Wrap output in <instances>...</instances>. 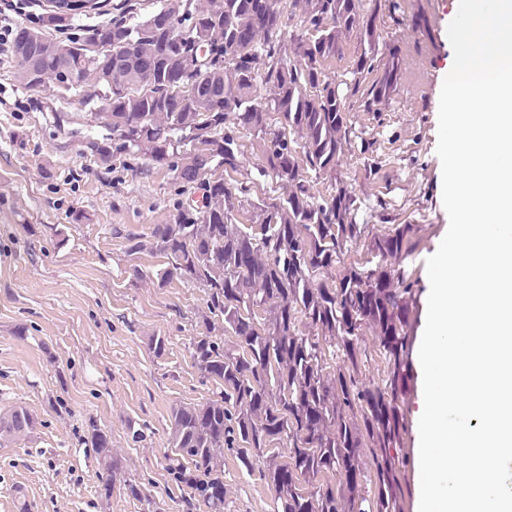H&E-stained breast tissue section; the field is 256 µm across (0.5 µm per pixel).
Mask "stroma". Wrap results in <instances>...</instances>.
I'll list each match as a JSON object with an SVG mask.
<instances>
[{"instance_id": "1", "label": "stroma", "mask_w": 512, "mask_h": 512, "mask_svg": "<svg viewBox=\"0 0 512 512\" xmlns=\"http://www.w3.org/2000/svg\"><path fill=\"white\" fill-rule=\"evenodd\" d=\"M375 15L376 69L397 55L401 69L381 107L362 93L346 96L348 134L336 165L360 202L356 223L364 237L348 246L341 263L364 262L369 239L399 224L414 227L413 253L400 263L415 292L412 349H419L430 283L426 261L445 236L442 169L436 154L441 86L454 56L447 27L459 0H360ZM362 48L349 37L341 56L324 64L327 81L354 76ZM10 48L0 49V413L26 408L37 420L17 443L0 442V512H182L167 484L171 411L216 398L190 355L209 335L207 294L199 284L159 274L163 254L145 246L157 224L171 223L177 207L200 199L166 164L141 153L102 158L108 131L90 115L101 90L88 84L77 95L54 82L29 89L18 78ZM237 168L229 173L247 192L236 214L239 228L260 223V207L282 184L266 172L265 147L242 132ZM315 202L331 182L307 171ZM164 337L154 354L151 337ZM402 400L406 430L401 444L402 512H418L420 365ZM122 449L127 477L141 484L147 502L100 490L91 428ZM141 433L134 441L133 433ZM264 464L243 466L224 453V512H275V491Z\"/></svg>"}]
</instances>
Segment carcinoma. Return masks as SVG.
Listing matches in <instances>:
<instances>
[{
  "label": "carcinoma",
  "instance_id": "cac0c4a2",
  "mask_svg": "<svg viewBox=\"0 0 512 512\" xmlns=\"http://www.w3.org/2000/svg\"><path fill=\"white\" fill-rule=\"evenodd\" d=\"M292 7L302 12L304 32L293 36L289 54L285 15L272 0H165L141 21L124 6L92 30L110 29L127 42L117 70L85 47L87 34L66 41L44 36L45 29L75 28L88 14L80 4L64 16L47 10L13 32L16 57L34 49L39 58L34 79L22 69L18 77L27 88L51 79L59 91L74 94L89 81L100 85L105 111L91 116L112 132L114 149L135 148L164 162L186 184L200 181L217 158L236 169L238 133L245 129L263 141L269 172L288 185L246 232L233 224L246 189L209 180L201 203L178 209L173 223L155 225L150 235L149 244L168 259L160 280L206 288L208 313L231 328L240 347L224 349L222 336L192 342L194 365L219 386L220 396L171 413L167 474L186 512H224L226 448L245 466L265 460L277 512H402L401 399L411 381L416 296L388 260L410 255L412 227L399 224L373 238L365 264L318 279L364 230L353 223L355 195L338 186L330 198L313 202L300 165L304 159L316 172L335 174L348 126L344 95L324 79L323 66L354 34L363 45L354 73L372 70L376 28L358 0H292ZM159 21L170 24L175 39L153 32ZM399 68L391 55L367 91L372 104L388 99ZM259 85L263 98L256 96ZM301 319L311 328L307 335L298 329ZM366 329L387 363L380 385L357 379ZM330 347L341 352L342 364L329 365ZM35 426L27 410L14 409L0 417V440L23 438ZM281 442L286 461L269 453ZM367 444L374 480L364 490ZM91 445L109 498L125 457L96 427ZM336 472L337 485L329 479Z\"/></svg>",
  "mask_w": 512,
  "mask_h": 512
}]
</instances>
